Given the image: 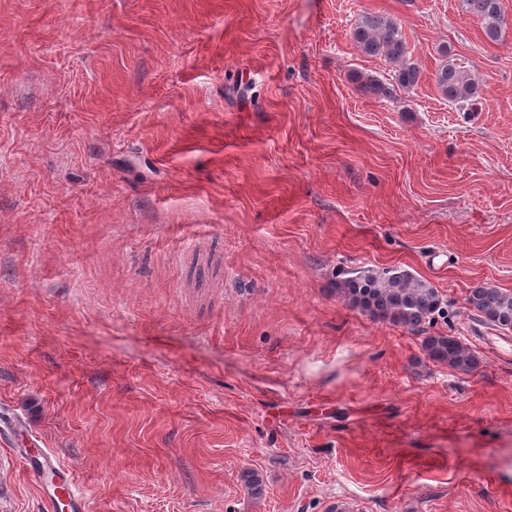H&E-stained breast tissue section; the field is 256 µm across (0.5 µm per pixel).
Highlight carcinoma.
<instances>
[{"mask_svg": "<svg viewBox=\"0 0 512 512\" xmlns=\"http://www.w3.org/2000/svg\"><path fill=\"white\" fill-rule=\"evenodd\" d=\"M464 8L477 17L485 37L491 42L501 38L503 23L501 0H462ZM352 39L357 49L370 57H382L393 65V83L373 76L354 75L359 87L374 96L386 98L394 89L410 90L419 82L420 68L411 61L398 23L384 15L367 13L355 24ZM436 86L452 102L470 107L476 104L480 90L472 75L453 61L441 65ZM341 298L360 312L409 328H421L443 313L442 299L430 283L393 269L361 270L336 280ZM466 303L475 314L493 326L512 329V293L478 285L470 289ZM422 347L433 361L446 363L465 372L479 368L480 360L458 338L444 333L424 337Z\"/></svg>", "mask_w": 512, "mask_h": 512, "instance_id": "obj_1", "label": "carcinoma"}]
</instances>
